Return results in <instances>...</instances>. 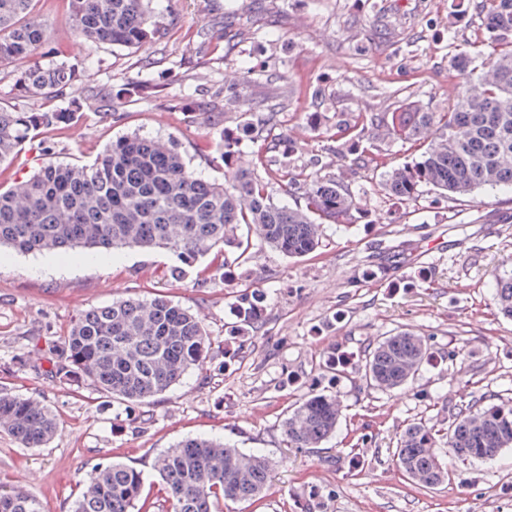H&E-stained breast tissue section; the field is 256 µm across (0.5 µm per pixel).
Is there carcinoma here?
<instances>
[{"label": "carcinoma", "instance_id": "cac0c4a2", "mask_svg": "<svg viewBox=\"0 0 512 512\" xmlns=\"http://www.w3.org/2000/svg\"><path fill=\"white\" fill-rule=\"evenodd\" d=\"M75 37L91 49L101 44L138 48L156 32L152 0H67ZM36 0H0V67L12 69L15 87L46 95L85 77L77 63L44 66L39 50L50 40L48 25L35 14ZM481 25L492 52L474 75L473 57L457 53L454 69L465 77L463 94L445 112L420 108L383 116L361 113L338 123L340 135L370 130L380 137L417 144L412 162L392 169L389 194L414 198L423 186L443 197L479 188H512V0H477ZM80 109L7 112L0 108V164L34 132L69 123ZM255 173L233 172L225 183H210L188 170L171 141L124 136L86 163H43L30 177L0 190V247L22 253L65 252L76 247L105 250L164 249L182 266L196 264L221 246L238 251L234 258L214 254L219 271L243 266L252 243L238 235L254 229L260 242L288 257H302L319 245L321 222L338 223L356 210L348 187L316 173H296L271 160L261 148ZM303 200L290 208L276 203L268 185ZM500 313L512 318V274L494 277ZM237 322L229 336L235 347L224 357H246L253 332L262 320V297L244 292L236 301ZM209 346L206 329L191 311L164 295L119 299L85 311L62 336V360L50 372L79 384L90 382L102 395L129 404L146 403L203 363ZM432 360L424 336L401 330L384 336L359 355L331 352L325 367L334 373L354 367L367 387L391 391L406 385ZM342 412L336 396L312 391L281 422L291 448H316L335 431ZM0 430L27 448H42L57 434L56 416L27 398L0 393ZM350 443L349 469L363 464ZM512 446V403L493 402L483 394L448 418V426L409 424L392 450L397 465L422 487L447 477V457L472 462L495 460ZM272 460L230 444L188 438L157 454L152 470L162 482L166 512H212L214 500H250L266 489ZM84 489L72 512H134L143 474L123 463L98 464L86 472ZM0 512H44L42 502L17 484H0Z\"/></svg>", "mask_w": 512, "mask_h": 512}]
</instances>
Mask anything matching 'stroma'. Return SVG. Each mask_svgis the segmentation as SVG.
<instances>
[{
    "label": "stroma",
    "mask_w": 512,
    "mask_h": 512,
    "mask_svg": "<svg viewBox=\"0 0 512 512\" xmlns=\"http://www.w3.org/2000/svg\"><path fill=\"white\" fill-rule=\"evenodd\" d=\"M158 25L137 49L103 44L85 53L72 35L66 0H37L51 40L42 62L81 60L85 80L57 97L19 92L0 71V108L43 112L82 104L55 132L49 158L91 160L120 137L175 141L187 166L223 182L226 170H252L257 149L242 133L269 110L285 141L283 161L348 185L358 209L319 228V246L291 258L256 243L246 269L216 273L198 287V270L180 279L162 250L64 254L0 249V390L36 400L61 422L43 448L0 433V480L24 485L46 512H70L84 474L120 462L142 470V502L156 509L154 457L188 437L220 439L271 457L268 487L257 500H221L215 512H512V447L489 463L452 459L442 485L408 480L389 452L413 422L437 424L471 397L512 398V319L500 314L495 274L512 271V189L484 187L441 197L422 188L406 203L391 197L381 168L351 167L367 139L337 157L336 123L360 113L419 107L445 111L461 92L452 65L461 49L476 60L489 35L464 0H153ZM249 70L248 83L240 71ZM134 82L160 95L126 97ZM229 165L214 163L225 139ZM402 251L397 268L378 271L379 252ZM250 283L264 294L263 327L242 361L224 363L235 293ZM163 294L190 309L210 338L206 358L170 390L128 410L90 383L49 372V349L73 318L131 296ZM406 329L429 337L435 358L391 392L357 374L329 382L323 363L335 349L358 351ZM335 394L343 410L319 447L282 440L290 405L310 390ZM372 436L364 466L350 471L345 442Z\"/></svg>",
    "instance_id": "stroma-1"
}]
</instances>
